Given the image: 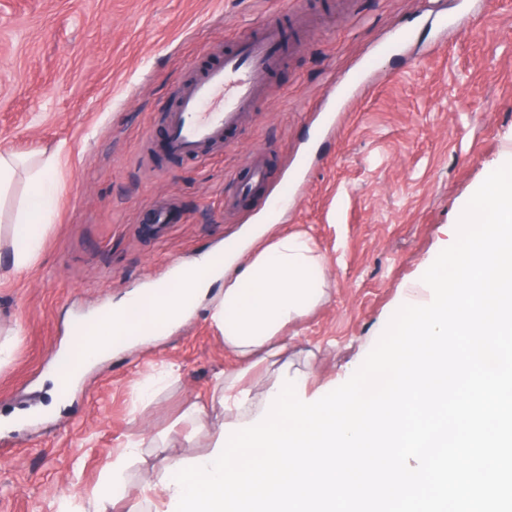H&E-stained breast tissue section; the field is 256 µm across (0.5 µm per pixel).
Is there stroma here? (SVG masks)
Returning <instances> with one entry per match:
<instances>
[{
  "label": "stroma",
  "instance_id": "35a3bbf8",
  "mask_svg": "<svg viewBox=\"0 0 512 512\" xmlns=\"http://www.w3.org/2000/svg\"><path fill=\"white\" fill-rule=\"evenodd\" d=\"M325 3L0 0V148L60 158L36 259L20 274L0 269V512H60L66 487L84 512L134 435L158 440L130 462L135 483L205 452L235 421L211 402L215 375L236 361L208 305L172 333L117 347L57 405L52 356L73 347L75 320L262 223L267 187L244 212H224L229 176L251 158L300 177L281 227L328 259L327 301L281 332L288 346L264 364L254 404L284 365L308 376L309 400L345 383L454 242L462 209L512 151V0ZM287 13L298 43L230 146L203 161L164 155L167 108L211 62L201 47L232 50ZM394 27L411 40L380 55L336 129L320 130L332 80ZM159 204L172 210L161 226ZM171 368L178 380L143 403V381Z\"/></svg>",
  "mask_w": 512,
  "mask_h": 512
}]
</instances>
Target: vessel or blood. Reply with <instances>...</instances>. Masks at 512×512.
<instances>
[{
	"mask_svg": "<svg viewBox=\"0 0 512 512\" xmlns=\"http://www.w3.org/2000/svg\"><path fill=\"white\" fill-rule=\"evenodd\" d=\"M290 40L289 30L267 24L240 39L234 51L218 53L211 45H204L203 53L214 55L215 60L177 92L166 113L168 153L197 159L223 146L229 133L255 110L268 77ZM272 179L267 161L252 158L245 176L234 177L232 190L225 193V209H235L254 188L267 186Z\"/></svg>",
	"mask_w": 512,
	"mask_h": 512,
	"instance_id": "b4317fda",
	"label": "vessel or blood"
}]
</instances>
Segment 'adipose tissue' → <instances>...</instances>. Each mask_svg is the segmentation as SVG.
Segmentation results:
<instances>
[{
	"label": "adipose tissue",
	"mask_w": 512,
	"mask_h": 512,
	"mask_svg": "<svg viewBox=\"0 0 512 512\" xmlns=\"http://www.w3.org/2000/svg\"><path fill=\"white\" fill-rule=\"evenodd\" d=\"M57 157L28 161L11 151H0V199L5 198L17 172H25L30 185L13 226V248L7 259L13 272L27 269L36 258L46 224L50 223L56 197L53 172ZM267 225L254 224L240 234V248L227 255L207 254L180 264L171 275L152 284L147 292L131 295L116 305L104 319L89 324L76 340L79 355L67 381L76 380L84 369L99 360L101 348L124 342L135 345L153 336L157 327L181 324L210 293L215 282L224 291L210 308V316L224 333V345L239 362L236 371L219 376L213 398L224 409L246 415L249 411L248 376L254 371L258 354L277 356L280 332L324 303L326 289L320 274L324 257L300 235L284 232L263 248ZM155 439L128 441L103 468L104 479L88 497V512H105L106 502L123 503L126 512H142L143 501L157 495L163 507H170L177 484L154 481L134 487L126 470L130 459L142 448L155 447Z\"/></svg>",
	"instance_id": "1"
}]
</instances>
